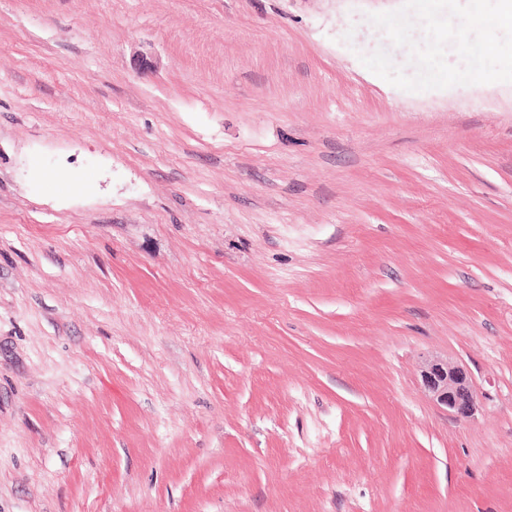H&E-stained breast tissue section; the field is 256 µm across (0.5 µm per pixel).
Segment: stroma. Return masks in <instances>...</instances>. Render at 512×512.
Here are the masks:
<instances>
[{
	"mask_svg": "<svg viewBox=\"0 0 512 512\" xmlns=\"http://www.w3.org/2000/svg\"><path fill=\"white\" fill-rule=\"evenodd\" d=\"M401 3L0 0V512H512V83ZM425 389L433 401L459 420L466 421L477 410V394L467 369L448 362L429 361L421 372Z\"/></svg>",
	"mask_w": 512,
	"mask_h": 512,
	"instance_id": "1",
	"label": "stroma"
}]
</instances>
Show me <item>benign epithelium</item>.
I'll return each instance as SVG.
<instances>
[{
	"instance_id": "1",
	"label": "benign epithelium",
	"mask_w": 512,
	"mask_h": 512,
	"mask_svg": "<svg viewBox=\"0 0 512 512\" xmlns=\"http://www.w3.org/2000/svg\"><path fill=\"white\" fill-rule=\"evenodd\" d=\"M425 389L433 401L459 420L466 421L477 410V394L467 369L439 361L426 363L421 372Z\"/></svg>"
}]
</instances>
